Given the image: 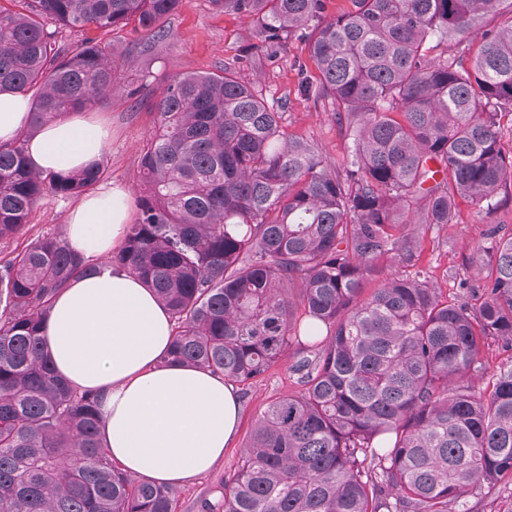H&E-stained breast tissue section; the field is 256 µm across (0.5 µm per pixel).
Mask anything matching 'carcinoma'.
<instances>
[{
    "instance_id": "cac0c4a2",
    "label": "carcinoma",
    "mask_w": 512,
    "mask_h": 512,
    "mask_svg": "<svg viewBox=\"0 0 512 512\" xmlns=\"http://www.w3.org/2000/svg\"><path fill=\"white\" fill-rule=\"evenodd\" d=\"M13 2L0 9V88L31 94L35 124L120 94L154 114L138 216L111 262L169 312L164 363L248 384L294 360L301 390L261 412L204 512H468L473 490L512 478V363L488 393L472 381L488 339L512 349V232L488 230L469 304L443 300L412 228L457 223L461 200L506 202L512 0H348L333 14L325 0H212L255 18L261 54L308 43L320 81L305 91L336 105L351 141L336 162L285 134V103L230 67L129 88L112 46L63 38L132 23L160 41L182 0ZM26 138L0 143V240L45 195L105 178L101 162L34 170ZM385 260L396 273L381 280ZM99 272L58 233L0 266V512H173L171 488L112 463L97 398L44 352L55 296Z\"/></svg>"
}]
</instances>
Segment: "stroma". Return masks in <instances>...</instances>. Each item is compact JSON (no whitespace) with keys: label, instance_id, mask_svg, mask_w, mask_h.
Instances as JSON below:
<instances>
[{"label":"stroma","instance_id":"stroma-1","mask_svg":"<svg viewBox=\"0 0 512 512\" xmlns=\"http://www.w3.org/2000/svg\"><path fill=\"white\" fill-rule=\"evenodd\" d=\"M168 28V38L155 43L130 26L107 34L91 27L85 34L108 41L117 53L129 55L132 64L125 69L124 78L132 87L148 75L158 81L176 72H216L233 66L241 81L256 84L267 97L285 102L288 133L314 141L329 160L348 154L350 141L332 118L330 100L306 95L300 89L302 82L319 81L306 42L292 41L287 53L272 61L249 57L255 41L253 17L219 10L212 0H183ZM93 116L111 133L104 157L107 184L135 191L141 149L154 131L152 114L119 95L110 105L94 110ZM74 203L71 197L44 196L34 207L24 233L0 241V261L9 259L31 238L47 232L64 233ZM496 224L512 230V203L489 215L464 203L457 223L443 229L420 227L424 263L430 267L440 294L449 301L470 300L474 286L484 275L472 259L488 247L487 231ZM291 365V358H283L264 378L238 386L241 419L236 436L209 473L177 487L176 512H203L202 502L221 499L224 480L237 469L241 450L249 442L260 413L275 398L297 392Z\"/></svg>","mask_w":512,"mask_h":512}]
</instances>
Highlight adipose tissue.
<instances>
[{
	"label": "adipose tissue",
	"mask_w": 512,
	"mask_h": 512,
	"mask_svg": "<svg viewBox=\"0 0 512 512\" xmlns=\"http://www.w3.org/2000/svg\"><path fill=\"white\" fill-rule=\"evenodd\" d=\"M33 126L29 94L0 91V143ZM108 131L77 112L38 127L28 161L66 174L102 160ZM131 222L128 192L112 187L84 195L71 211L65 240L98 262L122 243ZM173 323L154 292L112 267L59 291L42 326L45 349L69 384L98 398L100 436L113 462L140 480L182 485L210 472L239 424L235 387L201 368L162 365Z\"/></svg>",
	"instance_id": "ef3b65f1"
}]
</instances>
